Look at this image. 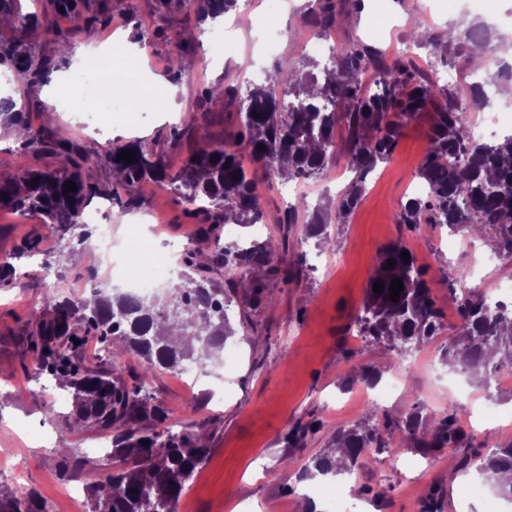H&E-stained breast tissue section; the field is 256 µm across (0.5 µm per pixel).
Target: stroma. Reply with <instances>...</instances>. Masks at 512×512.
I'll return each mask as SVG.
<instances>
[{
    "label": "stroma",
    "mask_w": 512,
    "mask_h": 512,
    "mask_svg": "<svg viewBox=\"0 0 512 512\" xmlns=\"http://www.w3.org/2000/svg\"><path fill=\"white\" fill-rule=\"evenodd\" d=\"M308 5L309 0H282L274 15L279 33L272 36L259 27L262 15L270 13V0H238L235 13L203 23L196 45L184 53L180 78L172 81L166 68L182 10L174 4L161 9L157 0H110L109 26H117L131 45L121 51L116 67L125 86H89L83 92V112L60 109L75 71L72 62L63 64L43 87L31 119L37 125H55L77 140L92 158V175L104 189L114 185L113 149L131 142L154 149L169 171L177 172L186 146L172 141V127L188 128L193 141L212 143L238 130L229 117L231 105L220 95L203 96L205 86L231 83L243 90L262 83L277 62L316 59L309 42L315 30L303 20ZM237 14L248 15L249 24L234 26ZM460 15L453 0H362L357 17L335 29L332 37L339 47L360 39L387 53L394 44L408 41L410 21H419L432 33ZM469 16L501 28L491 41L495 57L482 69L484 76H493L497 61L512 57V0H475ZM109 26L85 30L71 52L73 59L100 53L99 39ZM224 30L237 42L229 55L209 42L210 32ZM132 89L142 97L136 108L128 99ZM429 125L428 117L422 116L402 128L390 161L368 177L360 206L346 223L331 225L337 242L335 266H318L319 248L302 242V228L294 226L284 272L268 288L271 305L251 312L253 325L247 337H232L225 345L223 402L210 399L206 385L190 389L175 372L154 373L150 392L168 411L174 431L204 433L210 448L203 469L181 497L191 512H280L284 504L290 512H299L301 490L316 484L303 477L304 467L327 448L336 431L369 416L367 402L348 398L339 389L340 380L367 363L382 368L386 376H403L396 395L383 405L391 417H401L417 404L442 402L471 429L477 442L512 440V430L498 428L500 418L512 414V390L472 384L467 376L447 374L438 363L405 367L383 347L354 342L351 336L378 256L389 244L402 242L413 249L437 307L446 314L455 310L449 282L469 275L474 259H489L490 280L512 278V260L495 258L483 240L460 255L448 249V227L423 225L414 230L398 223L399 203L419 183ZM346 139L344 125H337L327 170L307 183L309 202L327 191L340 192L350 179ZM247 172L256 183L265 234L279 237L278 220L296 198L289 195L288 184L264 170L251 165ZM93 205L110 219L113 242L123 250L133 246L136 224L145 232L157 228L154 244L160 253L172 241L198 238L196 225L183 214L180 196L149 181L140 185L137 207L126 209L103 198L94 199ZM34 237L40 240L41 253L56 254L69 282L92 276L89 263L70 262L71 242L52 235L39 215L0 211V260L15 257L18 272L27 275L28 290L27 297L19 299L14 289L0 288V486L36 491L49 512H87L86 499L73 498L68 490L90 482L98 455H88L83 469L66 473L57 448L41 445L36 435L41 426L59 434L64 419L54 413L51 396L40 392L26 351L29 329L47 312L56 292L44 282L32 258L16 255L23 242ZM422 459L421 453L410 450L392 459L376 453L363 456L354 470L353 512H422L432 494L441 500L443 512H507L505 500L491 491L483 498L464 500L460 488L448 482L447 455L423 459L426 469H416Z\"/></svg>",
    "instance_id": "stroma-1"
}]
</instances>
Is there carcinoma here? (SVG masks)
<instances>
[{"mask_svg": "<svg viewBox=\"0 0 512 512\" xmlns=\"http://www.w3.org/2000/svg\"><path fill=\"white\" fill-rule=\"evenodd\" d=\"M182 2L193 7V15L181 19V41L169 56L167 73L174 80L182 71L191 31L237 4V0ZM50 5L52 12L71 18L70 29L57 31L47 19L22 13L21 0H0V17L18 23L17 35L0 41V63L15 69L27 99L24 109L0 102V124L22 132L13 172L0 176V210L37 213L59 238H73L82 245L90 232L80 217L102 194L90 174L91 160L75 140L54 126L29 123L27 113L38 106L41 86L65 62L74 41L86 28L107 24L111 15L103 0L95 11L81 0H50ZM348 19L349 14L336 10V0H314L305 22L326 33ZM38 33L53 36V53L33 50L31 40ZM424 42L448 65L460 53L483 57L490 31L462 16ZM322 75L326 79L319 78L313 64L286 59L267 74L264 84L249 89L245 99H238L233 85L205 90L207 96L223 94L239 102L236 123L242 130L231 141L189 146L183 166L174 174L167 172L161 156L137 142L124 147L134 154L130 161L112 153L117 187L125 195L122 206L136 207L138 187L145 180L171 186L185 204L184 215L198 225L200 238L216 243L217 249L187 253L184 265L193 274L170 281L152 297L131 300L121 293H93L74 302L59 293L29 332L32 369L50 376L71 395L73 412L60 440L66 441L81 427L111 438L112 448L87 485L89 512H176L187 483L209 456L201 433H172L164 428L168 414L149 394L147 384L159 368L177 371L184 361L195 358L198 348L209 358L221 355L227 338L252 325L245 311L240 312L237 328L227 315L237 289H250L256 309L268 303L267 281L281 272L279 263L288 251L286 235L246 248L219 245L224 225L263 223L241 151L274 177L318 178L335 147L336 125L344 122L352 179L336 198L312 205L301 197L279 219L287 225L304 222V238L329 248L335 246L328 233L332 221L343 223L355 211L366 193L368 176L391 158L402 127L426 113L429 149L418 170L424 191L399 204V223L478 233L489 239L495 252L512 257V135L490 143L470 136L464 114L456 111L457 102L469 91L441 84L436 77L419 76L410 59L398 57L388 63L378 47L364 41L336 51L332 66L323 68ZM39 158L58 160L64 167L40 166ZM68 180L77 191L64 192ZM403 252L409 254L407 263L401 259ZM390 259L395 261L392 267ZM396 278L403 290L394 302L389 288ZM376 283L384 284L382 292H373ZM17 285L15 266L1 261L0 288ZM449 288L454 291L460 327L457 339L443 349L441 361L481 372L489 386L499 369L512 367V305L490 310L476 292L464 289L461 279ZM441 318L411 248L401 243L386 247L366 289L357 320L359 336L401 356L427 345L438 334ZM91 339L106 351L98 362H86L80 355ZM118 342L142 360L143 372L134 386L127 384L122 366L109 360L112 344ZM382 376L378 366L366 365L343 379L341 386L373 385ZM144 440L149 444H142ZM464 445H471V435L456 414L436 418L415 405L400 418H386L382 429L365 421L338 431L328 451L312 458L305 471L339 486L338 477L352 474L365 452L393 456L418 448L433 454ZM476 456L480 457L477 471L490 478L512 471V442ZM0 512L48 510L31 492L0 491Z\"/></svg>", "mask_w": 512, "mask_h": 512, "instance_id": "1", "label": "carcinoma"}]
</instances>
